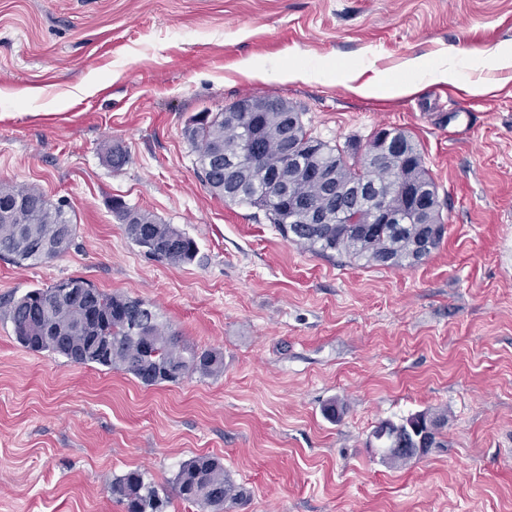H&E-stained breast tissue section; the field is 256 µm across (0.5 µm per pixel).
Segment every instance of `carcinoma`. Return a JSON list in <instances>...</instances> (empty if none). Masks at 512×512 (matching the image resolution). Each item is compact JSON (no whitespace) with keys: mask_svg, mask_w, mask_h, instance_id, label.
I'll use <instances>...</instances> for the list:
<instances>
[{"mask_svg":"<svg viewBox=\"0 0 512 512\" xmlns=\"http://www.w3.org/2000/svg\"><path fill=\"white\" fill-rule=\"evenodd\" d=\"M396 132L405 142L404 153L373 156L366 173L378 186L402 181L401 191L387 200L396 214L408 219L421 201H427L428 224H368L367 211L345 204L326 224L300 222L289 199L327 205L318 185L307 180V171L320 169L330 175L332 186L340 187L349 182L361 160L358 152L312 135L301 112L289 123L275 105L268 112H207L186 127L185 137L197 153L199 173L209 191L226 203L264 211L284 239L317 255L338 253L367 265L411 267L439 247L445 222L419 145L403 130ZM226 154H241L243 161L228 169ZM111 211L125 225L128 237L154 259L177 265L195 258V241L172 225L120 199L112 201ZM75 234L68 212L43 193L0 183L1 258L19 266L37 265L64 254ZM5 310L17 341L26 349L73 364L121 370L147 387L224 371L220 353L181 343L144 299L109 294L81 278L32 288L7 300ZM383 425L397 432L378 442L381 461L392 467L407 465L414 455H395L386 452L388 448H414L421 435L430 447H442V415L419 412L399 422L378 423ZM108 490L125 512H168L174 497L200 512H228L246 498L220 460L209 455L184 461L170 493L140 470L112 479Z\"/></svg>","mask_w":512,"mask_h":512,"instance_id":"carcinoma-1","label":"carcinoma"}]
</instances>
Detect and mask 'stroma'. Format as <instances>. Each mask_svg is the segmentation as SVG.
Wrapping results in <instances>:
<instances>
[{
  "label": "stroma",
  "mask_w": 512,
  "mask_h": 512,
  "mask_svg": "<svg viewBox=\"0 0 512 512\" xmlns=\"http://www.w3.org/2000/svg\"><path fill=\"white\" fill-rule=\"evenodd\" d=\"M509 48L512 0H0V183L76 226L60 257L0 259V301L81 278L224 358L147 388L23 348L0 311V512H123L112 478L167 486L197 455L245 488L232 512H512V67L491 63ZM416 57L468 65L396 98L336 78L403 79ZM288 65L314 75L278 79ZM263 96L334 144L407 132L440 247L404 268L317 256L213 196L184 129ZM116 198L192 238L195 260L145 255ZM420 411L445 414L444 447L402 468L370 451L380 421Z\"/></svg>",
  "instance_id": "stroma-1"
}]
</instances>
